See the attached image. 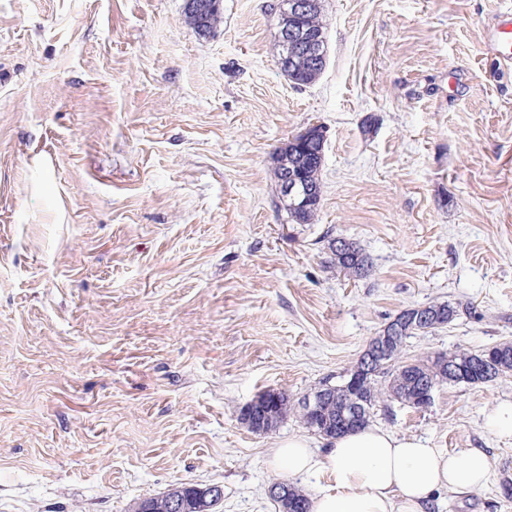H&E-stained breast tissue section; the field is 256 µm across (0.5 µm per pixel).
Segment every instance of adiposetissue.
Masks as SVG:
<instances>
[{
	"label": "adipose tissue",
	"mask_w": 512,
	"mask_h": 512,
	"mask_svg": "<svg viewBox=\"0 0 512 512\" xmlns=\"http://www.w3.org/2000/svg\"><path fill=\"white\" fill-rule=\"evenodd\" d=\"M272 465L291 479L326 476L312 512H428L437 492L473 493L491 475L484 449L451 453L372 425L326 438L319 450L302 436L279 441Z\"/></svg>",
	"instance_id": "adipose-tissue-1"
}]
</instances>
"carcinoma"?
Segmentation results:
<instances>
[{"mask_svg": "<svg viewBox=\"0 0 512 512\" xmlns=\"http://www.w3.org/2000/svg\"><path fill=\"white\" fill-rule=\"evenodd\" d=\"M223 15L222 0H206L205 10L193 19L204 33H211L221 22ZM292 63L289 67L281 68V72L297 86H306L315 82L323 73L324 68H318L307 56L305 49L299 43L294 45L291 53ZM324 161V148L318 143H310L291 154L285 147L278 154L276 178L282 180L287 174L296 171L313 189L315 201L322 197L320 173ZM334 239L330 250L333 255V264L349 277H364L372 269V262L364 250L354 241L350 242L352 251L343 252L337 249ZM432 312L429 319L424 322L411 320L404 324L402 332L395 337L392 344L391 360L393 364L383 367L368 377L364 404L358 419V426L369 423L371 415L375 414L378 404L389 399L410 404L416 397L421 384L432 382L477 385L493 381L500 376L512 372V342H505L495 346L494 350L481 349L479 351L455 350L439 353L427 359L405 362L401 360V353L406 340L420 333H427L452 323L459 316V307L452 302H433L428 305ZM465 367V377L451 379L448 377V367L454 364ZM345 381L336 383V394H330L323 401V425L314 427V431L328 435L352 430L345 425L343 419V404L348 399L349 392L343 389ZM284 401V413L273 422L278 425L287 413L296 415L303 424L307 423L306 413L302 402L292 404L286 395H281Z\"/></svg>", "mask_w": 512, "mask_h": 512, "instance_id": "carcinoma-1", "label": "carcinoma"}]
</instances>
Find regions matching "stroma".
Instances as JSON below:
<instances>
[{
	"instance_id": "obj_1",
	"label": "stroma",
	"mask_w": 512,
	"mask_h": 512,
	"mask_svg": "<svg viewBox=\"0 0 512 512\" xmlns=\"http://www.w3.org/2000/svg\"><path fill=\"white\" fill-rule=\"evenodd\" d=\"M277 0H0V512H131L175 483L276 512L270 450L322 438L239 420L258 393L335 380L402 310L459 303L406 361L512 342L506 0H321L327 65L277 66ZM327 130L322 199L289 218L276 153ZM372 262L350 278L330 239ZM512 376L445 383L372 424L482 448L492 473L429 512H512ZM205 10L197 15L192 22L202 33H211L221 22L223 15L222 0H206ZM215 2V3H213ZM487 47L500 62L512 67V11L497 16L488 30ZM485 426L500 436L512 437V401H504L485 414Z\"/></svg>"
}]
</instances>
